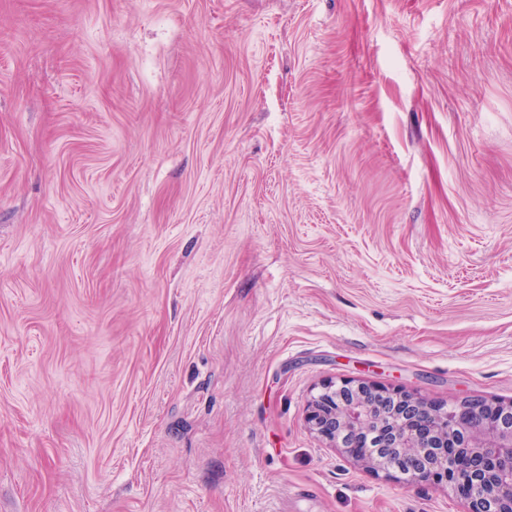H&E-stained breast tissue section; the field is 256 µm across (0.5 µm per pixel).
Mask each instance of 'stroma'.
<instances>
[{
	"label": "stroma",
	"mask_w": 512,
	"mask_h": 512,
	"mask_svg": "<svg viewBox=\"0 0 512 512\" xmlns=\"http://www.w3.org/2000/svg\"><path fill=\"white\" fill-rule=\"evenodd\" d=\"M349 379L512 402V0H0V512H466Z\"/></svg>",
	"instance_id": "stroma-1"
}]
</instances>
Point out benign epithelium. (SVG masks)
Instances as JSON below:
<instances>
[{
	"label": "benign epithelium",
	"mask_w": 512,
	"mask_h": 512,
	"mask_svg": "<svg viewBox=\"0 0 512 512\" xmlns=\"http://www.w3.org/2000/svg\"><path fill=\"white\" fill-rule=\"evenodd\" d=\"M310 430L372 471L445 484L468 512H512V404L463 400L447 409L361 380L322 386Z\"/></svg>",
	"instance_id": "7a95c632"
}]
</instances>
